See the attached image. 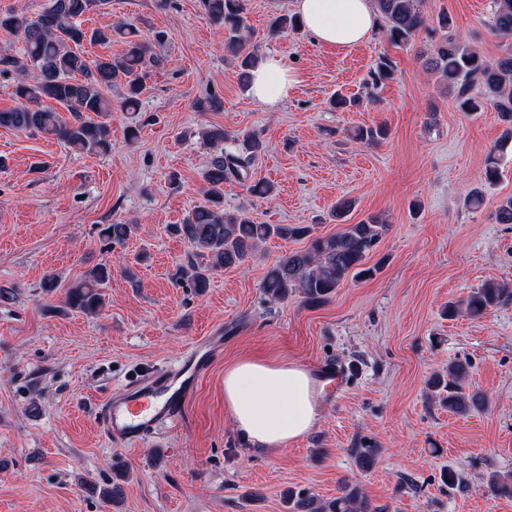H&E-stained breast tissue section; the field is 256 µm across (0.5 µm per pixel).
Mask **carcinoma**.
<instances>
[{"label": "carcinoma", "mask_w": 512, "mask_h": 512, "mask_svg": "<svg viewBox=\"0 0 512 512\" xmlns=\"http://www.w3.org/2000/svg\"><path fill=\"white\" fill-rule=\"evenodd\" d=\"M374 9L384 20L383 28L395 46L410 44L426 18L422 0H373ZM106 0H47L45 7L32 17L22 11L0 13V29L17 35L22 56L0 53V75L33 73V81L15 85V106L0 110V128L15 132H38L79 152L107 153L112 150V100L106 90L120 83L124 88L121 110L135 112L145 90V74L155 58L139 28L129 22L113 27L86 29L83 18L101 10ZM198 6L214 25L227 32L228 51L237 60L238 74L247 82L258 57L249 49L253 31L246 21L247 0H198ZM442 35L434 45L430 59L432 70L453 94L456 107L469 114L491 107L512 126V43L504 53L488 59L460 38L451 16L442 12L436 17ZM491 32L502 38L512 37V0H492ZM123 39L124 50L118 57L99 55L86 59L82 47L106 46L112 38ZM394 66L384 57L370 72L369 85L377 87L392 79ZM66 107L70 119L45 108L43 99ZM383 126L360 128L354 138L368 144L387 137ZM199 137L213 145L233 142L239 148L220 149L211 156L203 172L205 202L194 206L183 221L170 227L191 250L187 265L180 268L181 278L199 295L209 288L211 273L237 268L253 257L260 245L272 238L284 241L309 240L308 247L292 251L268 271L262 282L264 296L281 302L292 296L301 302L320 305L352 275L371 278L377 266H365V260L386 231V225L373 217L328 236L314 235L309 224H265L248 212L230 214L224 210V184L244 182L251 177L254 160L265 148L257 132L239 136L222 127H203ZM132 225L117 222L101 230L110 243L129 239ZM111 278V269L99 265L65 292L64 303L71 309L94 314L104 305L102 286ZM512 304V289L507 284L487 281L470 291L463 301L466 313L473 318L489 310ZM471 364L458 360L448 364V371L434 374L428 388L448 411L464 415L489 406L490 399L467 387ZM357 465L370 469L379 449H352ZM488 492L512 497V471H493L483 478ZM289 512H379L356 484L346 483L340 495L323 500L305 492H289Z\"/></svg>", "instance_id": "cac0c4a2"}]
</instances>
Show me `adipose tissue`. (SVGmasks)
<instances>
[{"label": "adipose tissue", "instance_id": "ef3b65f1", "mask_svg": "<svg viewBox=\"0 0 512 512\" xmlns=\"http://www.w3.org/2000/svg\"><path fill=\"white\" fill-rule=\"evenodd\" d=\"M292 10L317 43L348 51L378 24L371 0H293ZM298 75L276 55L259 59L247 88L268 109L279 108ZM224 408L246 448L255 454L283 448L315 427L320 405L310 373L293 360L246 357L224 370Z\"/></svg>", "mask_w": 512, "mask_h": 512}]
</instances>
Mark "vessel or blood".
Listing matches in <instances>:
<instances>
[{"instance_id": "1", "label": "vessel or blood", "mask_w": 512, "mask_h": 512, "mask_svg": "<svg viewBox=\"0 0 512 512\" xmlns=\"http://www.w3.org/2000/svg\"><path fill=\"white\" fill-rule=\"evenodd\" d=\"M208 363V356L201 355L175 369H147L123 394L102 405L100 420L105 434L116 440H138L160 422L179 424L183 404Z\"/></svg>"}]
</instances>
